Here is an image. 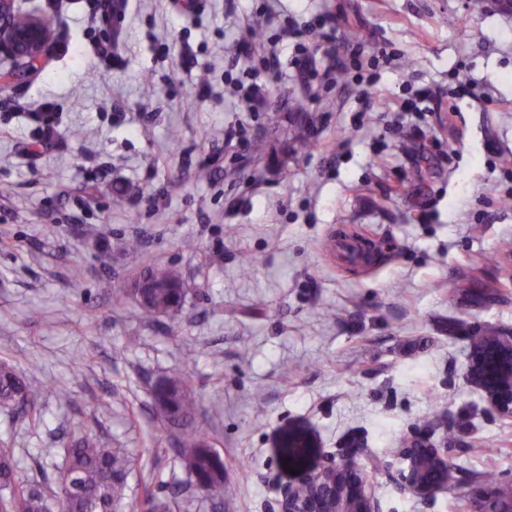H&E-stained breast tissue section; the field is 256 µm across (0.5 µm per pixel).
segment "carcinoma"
Returning <instances> with one entry per match:
<instances>
[{"label":"carcinoma","mask_w":512,"mask_h":512,"mask_svg":"<svg viewBox=\"0 0 512 512\" xmlns=\"http://www.w3.org/2000/svg\"><path fill=\"white\" fill-rule=\"evenodd\" d=\"M143 278L165 284L173 279L166 265L150 262ZM142 312L158 317H173L183 309L187 291L145 288L135 294ZM153 400L161 415L173 425L183 427L176 449L181 465L203 498L216 508H224V463L219 452L210 447L206 435L185 428L195 402L188 392L183 373L176 369L154 386ZM0 408L39 421L36 403L26 376L7 360H0ZM62 458L64 495L59 499L42 490L35 482L18 475L14 452L0 448V512H121L127 499L131 458L125 448H114L101 437L83 433L72 437L58 449ZM182 496L180 487L171 491V499L160 500L146 494L143 512H174Z\"/></svg>","instance_id":"cac0c4a2"}]
</instances>
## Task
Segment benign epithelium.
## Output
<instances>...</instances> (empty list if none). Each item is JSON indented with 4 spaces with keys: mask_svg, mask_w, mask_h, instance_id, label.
Here are the masks:
<instances>
[{
    "mask_svg": "<svg viewBox=\"0 0 512 512\" xmlns=\"http://www.w3.org/2000/svg\"><path fill=\"white\" fill-rule=\"evenodd\" d=\"M14 0H0V52L22 62L30 71L44 57L49 42L39 16L29 14L14 20ZM477 350L468 372L485 392L489 404L501 414H512V342L498 336L487 350ZM404 463L400 472L405 489L428 501L448 488V448H439L429 438L416 434L399 449ZM436 472L439 481L428 478ZM278 512H379L377 500L366 473L358 463L357 450L324 458L316 469H299L296 478L281 490ZM474 512H512V492L499 489L479 494Z\"/></svg>",
    "mask_w": 512,
    "mask_h": 512,
    "instance_id": "1",
    "label": "benign epithelium"
}]
</instances>
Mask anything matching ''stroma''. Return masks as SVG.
Listing matches in <instances>:
<instances>
[{"instance_id": "35a3bbf8", "label": "stroma", "mask_w": 512, "mask_h": 512, "mask_svg": "<svg viewBox=\"0 0 512 512\" xmlns=\"http://www.w3.org/2000/svg\"><path fill=\"white\" fill-rule=\"evenodd\" d=\"M198 2L129 0L125 65L93 80L86 2L63 0L41 67L0 89V359L41 412L0 409V446L53 491L57 448L88 428L131 453L130 503L182 485L189 512H215L153 404L178 369L223 459L228 512H277L292 434L310 466L364 448L380 512H458L485 467L512 488V416L467 373L474 337H512V14L491 0H278L282 17L322 13L335 29L307 37L316 67L348 58L350 29L365 51L323 86L284 50L249 112L224 79L254 63L236 35L267 0ZM380 47L389 61L365 85ZM427 89L415 129H394ZM45 99L48 139L15 109ZM239 128L263 157L230 141ZM150 259L183 279L181 315L132 299ZM420 431L447 439L453 467L427 502L383 470Z\"/></svg>"}]
</instances>
